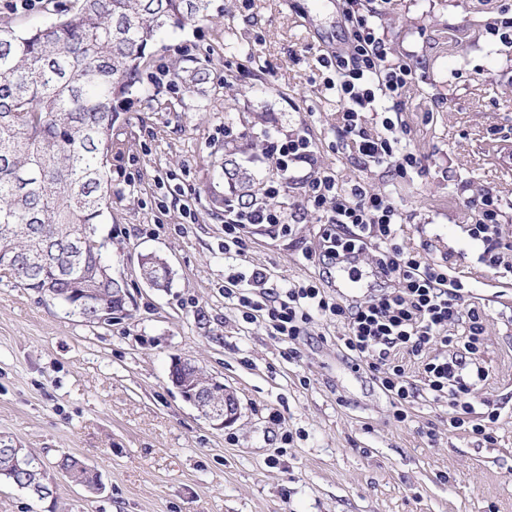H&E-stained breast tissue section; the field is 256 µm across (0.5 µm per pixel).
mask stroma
I'll return each instance as SVG.
<instances>
[{
  "mask_svg": "<svg viewBox=\"0 0 512 512\" xmlns=\"http://www.w3.org/2000/svg\"><path fill=\"white\" fill-rule=\"evenodd\" d=\"M503 2L360 0L416 70L400 117L420 164L404 178L341 145L321 63L347 37L336 0H211L208 22L157 39L147 89L172 96L176 56L208 65L211 80L179 111H157L143 93L129 112L112 218L98 227L128 286L126 314L88 323L0 273V443L38 456L56 487L38 502L1 483L0 512H512V272L479 262L465 210L494 190L512 240V46L488 32ZM78 4L0 0V22L28 30ZM285 134L309 139L318 164H296L277 198L290 232L247 225L244 259L274 286L317 276L301 250L316 240L304 186L318 168L391 193L404 240L430 243L487 315L489 376L469 399L493 400V441L449 431L447 408L430 402L395 422L387 396L338 351L339 324L315 319L290 344L225 300L224 214L210 198L226 186L214 167L233 139L263 186L276 176L263 145ZM148 253L167 259L170 288L140 278ZM176 357L236 393L235 424L214 428L184 400L169 378ZM64 454L98 472L101 493L62 477Z\"/></svg>",
  "mask_w": 512,
  "mask_h": 512,
  "instance_id": "obj_1",
  "label": "stroma"
}]
</instances>
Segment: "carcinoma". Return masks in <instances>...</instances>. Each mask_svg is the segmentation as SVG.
Here are the masks:
<instances>
[{
	"instance_id": "carcinoma-1",
	"label": "carcinoma",
	"mask_w": 512,
	"mask_h": 512,
	"mask_svg": "<svg viewBox=\"0 0 512 512\" xmlns=\"http://www.w3.org/2000/svg\"><path fill=\"white\" fill-rule=\"evenodd\" d=\"M210 0H79L63 18L19 31L0 23V272L62 304L88 323L103 309L123 311L124 282L102 278L105 244L97 225L112 217V127L125 117L145 83L151 49L163 32L208 20ZM186 96L208 92L209 69L171 63ZM220 176L229 195L218 208L256 198L254 178L233 151H224ZM85 251L73 258V238ZM148 285L169 287L171 270L159 255L144 256ZM96 288L98 302L83 289ZM57 467L82 487L98 475L80 457L61 456ZM41 502L54 489L27 456L0 446V481Z\"/></svg>"
}]
</instances>
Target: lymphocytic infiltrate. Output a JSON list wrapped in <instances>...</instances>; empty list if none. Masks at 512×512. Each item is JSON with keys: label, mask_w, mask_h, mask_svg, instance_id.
Segmentation results:
<instances>
[{"label": "lymphocytic infiltrate", "mask_w": 512, "mask_h": 512, "mask_svg": "<svg viewBox=\"0 0 512 512\" xmlns=\"http://www.w3.org/2000/svg\"><path fill=\"white\" fill-rule=\"evenodd\" d=\"M342 13L349 32L346 46L324 60L336 75L330 86L341 109V135L364 163L406 177L418 158L404 144L405 128L392 114L399 111L416 71L407 61L391 58L378 23L361 12L358 0H343ZM379 110L383 130L369 133L363 115ZM269 153L279 172L265 188L271 195L280 194L291 164L315 161L303 137L273 142ZM306 200L320 227L316 247L302 252L304 260L334 267L367 262L380 288L361 300L331 295L314 278L272 288L267 273L255 268L225 279V299L246 322L261 324L289 343L305 336L315 318L336 321L343 327L336 342L348 366L370 376L389 398L397 422L407 421L411 403L420 399L446 404L449 430L490 438L497 412L476 411L467 400L472 386L486 378L479 359L487 316L469 305L462 281L429 259L425 247L400 242L401 212L391 194L358 184L343 190L335 175L323 170L309 181ZM500 206L489 190L467 204L469 236L483 244L479 260L491 269L499 268L505 251L512 250L504 240ZM287 221L278 208H225L224 246L231 249L232 261L242 259L237 246L245 225Z\"/></svg>", "instance_id": "obj_1"}]
</instances>
